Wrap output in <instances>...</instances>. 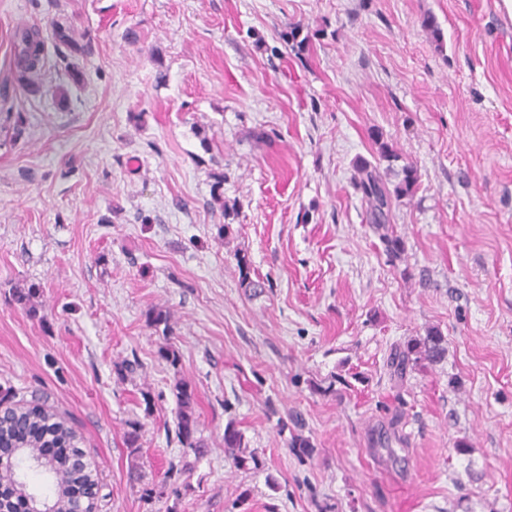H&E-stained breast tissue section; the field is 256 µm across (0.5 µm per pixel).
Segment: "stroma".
<instances>
[{"mask_svg": "<svg viewBox=\"0 0 512 512\" xmlns=\"http://www.w3.org/2000/svg\"><path fill=\"white\" fill-rule=\"evenodd\" d=\"M55 24L92 53L60 56ZM30 28L37 95L13 74ZM382 141L418 175L396 259L353 183L359 158L394 180ZM431 327L445 359L397 373ZM0 387L76 429L95 512H512L502 0H0ZM175 388L178 401V414L175 429L177 439L183 447L190 448L199 453L201 444L195 438L197 419L194 412V397L181 380L176 383ZM224 447L229 450L236 466L246 465L248 458L246 456L247 446L244 442V435L232 419L224 427Z\"/></svg>", "mask_w": 512, "mask_h": 512, "instance_id": "1", "label": "stroma"}]
</instances>
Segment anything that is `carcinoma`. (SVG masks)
I'll return each mask as SVG.
<instances>
[{
	"mask_svg": "<svg viewBox=\"0 0 512 512\" xmlns=\"http://www.w3.org/2000/svg\"><path fill=\"white\" fill-rule=\"evenodd\" d=\"M52 36L59 45L71 53L89 54L92 52L91 42L80 43L72 38L68 30L58 24L53 25ZM17 77L16 80L22 88L41 89L39 76L42 68L41 32L37 29H25L17 36ZM357 177L354 186L362 194L367 204L368 221L370 228L378 234L385 246L386 253L396 259L403 251L400 239L394 235L390 224L392 204L403 198L413 196L418 176L417 171L410 164L401 167V179L393 185L383 179L377 166L371 162L360 159L354 165ZM37 291L34 288L24 290L18 288L13 293V300L36 312L33 299ZM447 354L446 341L437 329H430L426 335L411 340L402 355L400 367L418 366L422 362L436 363L445 358ZM178 401V414L175 433L179 443L196 452L200 451L201 444L195 438L197 432V419L194 412V397L187 386L179 381L175 385ZM77 444V435L65 419L49 412L44 406V397L38 393L31 394V401L4 411L0 419V448L7 452L12 448L26 449L25 457L15 459V467L19 468L32 460L41 461V457L34 453L36 448H71L77 457L82 452ZM224 447L232 456L234 464L238 467L246 465L248 460L255 459L254 453L247 452L243 433L230 420L224 427ZM50 487L61 492L59 508H68L72 495L80 493L89 494L92 487L91 472L83 470L81 465H69L61 458H53L46 464Z\"/></svg>",
	"mask_w": 512,
	"mask_h": 512,
	"instance_id": "1",
	"label": "carcinoma"
}]
</instances>
